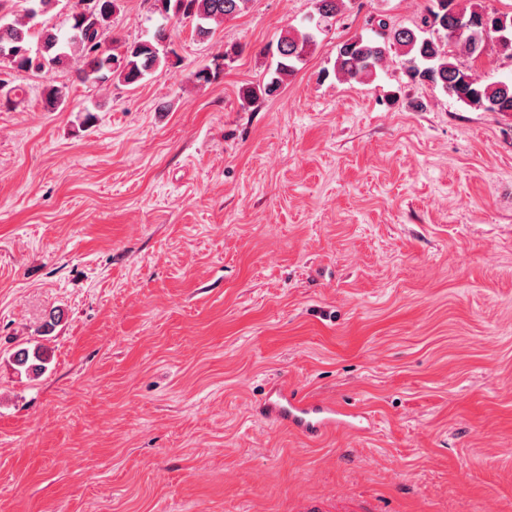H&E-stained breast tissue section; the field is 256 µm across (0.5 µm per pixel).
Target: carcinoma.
Instances as JSON below:
<instances>
[{
    "mask_svg": "<svg viewBox=\"0 0 512 512\" xmlns=\"http://www.w3.org/2000/svg\"><path fill=\"white\" fill-rule=\"evenodd\" d=\"M8 0H0V63L13 70L50 72L64 70L78 61L80 81L110 85L118 81L126 86L141 83L153 70L167 61L164 52L169 23L176 19L192 25L201 41L212 40L224 20L234 18L249 0H148L150 16L158 17L153 31L144 38L122 45L112 55L99 54L106 40L107 27L118 0H90V5L74 10L69 28L60 34L53 27L36 28V19L47 14L59 0H21L20 11L6 9ZM432 6L414 28L388 27L378 22L379 38L354 36L337 49L334 74L344 80H368L395 51L405 57L406 75L413 82L429 83L449 97L485 112L512 113V80L490 83L476 78L461 59L476 63L488 56L489 45L497 53L512 58V14L487 12L461 0H431ZM345 0H315V12L305 24L282 32L271 50L275 58L270 77L257 85L242 88L241 98L251 104L261 98H274L284 90L299 70V65L317 45V36L341 15ZM469 26L458 33L459 25ZM37 40V48L31 41ZM66 87L50 84L43 91V102L51 110L64 104ZM43 352L20 349L15 363L34 374L42 370Z\"/></svg>",
    "mask_w": 512,
    "mask_h": 512,
    "instance_id": "cac0c4a2",
    "label": "carcinoma"
}]
</instances>
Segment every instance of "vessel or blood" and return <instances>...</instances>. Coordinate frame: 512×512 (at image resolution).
<instances>
[{"label": "vessel or blood", "instance_id": "1", "mask_svg": "<svg viewBox=\"0 0 512 512\" xmlns=\"http://www.w3.org/2000/svg\"><path fill=\"white\" fill-rule=\"evenodd\" d=\"M261 414L267 419L287 424L291 431L307 439L333 432L364 433L371 428L365 412L310 396L300 397L278 386L268 390Z\"/></svg>", "mask_w": 512, "mask_h": 512}]
</instances>
